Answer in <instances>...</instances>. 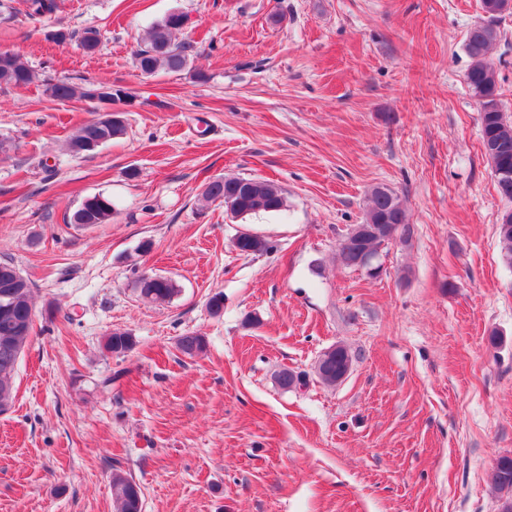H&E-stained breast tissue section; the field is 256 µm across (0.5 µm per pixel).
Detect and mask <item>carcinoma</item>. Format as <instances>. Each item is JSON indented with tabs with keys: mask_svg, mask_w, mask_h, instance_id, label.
<instances>
[{
	"mask_svg": "<svg viewBox=\"0 0 512 512\" xmlns=\"http://www.w3.org/2000/svg\"><path fill=\"white\" fill-rule=\"evenodd\" d=\"M61 8L59 0H0V12L22 13L33 19L51 16ZM496 16L474 25L467 34L465 51L471 64L465 74L466 84L480 106V127L485 155L493 173H508V180L496 177L499 193L512 200V119L502 111L498 100V74L488 59L490 46L497 40L494 25ZM188 16L173 11L154 23L146 33L145 46L135 54L136 67L145 75L164 69L181 71L188 65L189 47L175 42V34L187 25ZM37 80L36 73L20 54L0 51V88H22ZM45 92L55 100L86 102L92 91L103 85L101 81L84 79L74 83L66 79L43 80ZM125 128L114 121L110 124L93 118L75 128L67 140V151L74 156H84L87 146L106 145L124 135ZM206 202H224L231 205L234 214L241 218L259 213L278 212L285 205L282 190L271 181L243 176H219L210 180L202 191ZM112 198L102 194L86 197L70 215L64 216L68 224L94 226L112 222ZM362 226L376 228L379 234L359 232L346 234L338 246V256L343 265L353 266L362 253H375L382 243L404 242L412 236V227L406 222L405 210L394 192L383 186L372 189L370 205ZM497 233L503 244L504 262L512 267V212L505 213ZM274 245L259 235L241 238L243 253H267ZM6 287H0V413L12 408L15 388L12 374L31 339L32 329V284L22 279V286H9L11 277L19 268L9 260L0 261ZM140 295L155 303L165 304L179 294L177 283L161 275H144L137 281ZM135 341L127 332H113L105 338L104 348L119 356L133 348ZM177 348L188 357H196L206 351L204 337L184 334L177 339ZM352 365V356L342 346H335L319 357L316 373L322 383L334 386L343 380L345 369ZM495 489L506 512H512V458L498 460L494 473ZM114 512H142V490L132 477L115 467L111 477Z\"/></svg>",
	"mask_w": 512,
	"mask_h": 512,
	"instance_id": "1",
	"label": "carcinoma"
}]
</instances>
